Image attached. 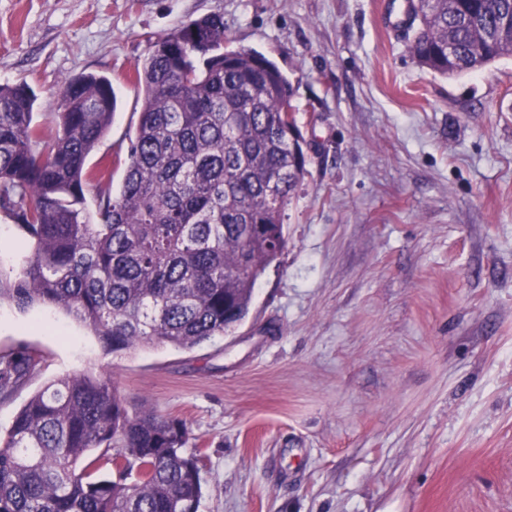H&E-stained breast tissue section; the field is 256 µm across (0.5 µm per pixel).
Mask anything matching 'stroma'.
<instances>
[{
	"label": "stroma",
	"instance_id": "35a3bbf8",
	"mask_svg": "<svg viewBox=\"0 0 512 512\" xmlns=\"http://www.w3.org/2000/svg\"><path fill=\"white\" fill-rule=\"evenodd\" d=\"M394 0H0V84L51 125L62 79L108 77L112 125L88 158L120 189L142 108L135 67L183 24L293 88L307 173L288 245L247 317L191 349L104 353L62 310L0 303V355L38 371L0 398L107 369L129 404L183 421L198 512H512V57L443 77L410 54ZM33 243L0 215V273Z\"/></svg>",
	"mask_w": 512,
	"mask_h": 512
}]
</instances>
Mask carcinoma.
Returning <instances> with one entry per match:
<instances>
[{
  "instance_id": "1",
  "label": "carcinoma",
  "mask_w": 512,
  "mask_h": 512,
  "mask_svg": "<svg viewBox=\"0 0 512 512\" xmlns=\"http://www.w3.org/2000/svg\"><path fill=\"white\" fill-rule=\"evenodd\" d=\"M410 51L446 77L512 56V0H422L410 10ZM455 59L448 63V41ZM224 17L192 20L136 65L143 103L121 190L109 166L87 167L108 132L111 81L84 74L58 88L48 134L36 95L0 84V212L34 249L0 302L48 305L89 329L106 353L140 345L191 349L231 332L265 269L287 247L284 207L306 174L291 88L277 65L224 47ZM97 200L86 211V196ZM38 360L0 357V396ZM188 429L130 406L104 372L79 373L34 393L0 438V512H198L202 495ZM94 448L110 476L76 464Z\"/></svg>"
}]
</instances>
